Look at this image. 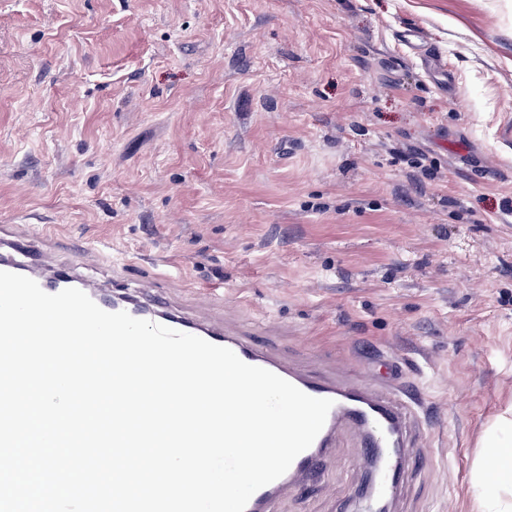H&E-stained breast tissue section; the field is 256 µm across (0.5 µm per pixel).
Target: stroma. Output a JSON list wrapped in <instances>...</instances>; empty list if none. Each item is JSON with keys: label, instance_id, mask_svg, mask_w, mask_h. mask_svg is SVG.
I'll return each instance as SVG.
<instances>
[{"label": "stroma", "instance_id": "obj_1", "mask_svg": "<svg viewBox=\"0 0 512 512\" xmlns=\"http://www.w3.org/2000/svg\"><path fill=\"white\" fill-rule=\"evenodd\" d=\"M1 224L85 244L92 279L216 287L304 365L397 371L431 461L390 512H481L512 403V0H0ZM352 443L280 512H341Z\"/></svg>", "mask_w": 512, "mask_h": 512}]
</instances>
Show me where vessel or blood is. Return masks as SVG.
Wrapping results in <instances>:
<instances>
[{
  "label": "vessel or blood",
  "instance_id": "b4317fda",
  "mask_svg": "<svg viewBox=\"0 0 512 512\" xmlns=\"http://www.w3.org/2000/svg\"><path fill=\"white\" fill-rule=\"evenodd\" d=\"M53 239L48 227L23 225L0 233V271L27 276L49 294L76 288L95 301L112 296L132 317L229 348L246 364L267 369L312 397L332 400L325 425L312 445L295 458L282 477L257 490L245 512H273L281 498L299 490L307 477L321 470L337 440L347 432L375 472L365 496L375 503L393 491L410 460L407 449L421 427L422 406L408 383L361 380L346 368L305 369L281 349L257 341L250 325L229 324L219 313L198 317L194 308L174 300L153 283H126L118 269L104 281L85 277L73 256L51 249Z\"/></svg>",
  "mask_w": 512,
  "mask_h": 512
}]
</instances>
